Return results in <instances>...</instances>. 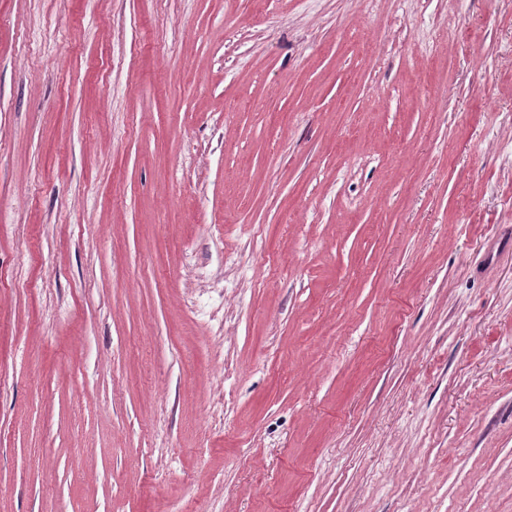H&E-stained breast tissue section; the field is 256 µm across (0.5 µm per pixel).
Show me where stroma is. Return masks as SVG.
Returning <instances> with one entry per match:
<instances>
[{"instance_id":"stroma-1","label":"stroma","mask_w":512,"mask_h":512,"mask_svg":"<svg viewBox=\"0 0 512 512\" xmlns=\"http://www.w3.org/2000/svg\"><path fill=\"white\" fill-rule=\"evenodd\" d=\"M0 512H512V0H0Z\"/></svg>"}]
</instances>
